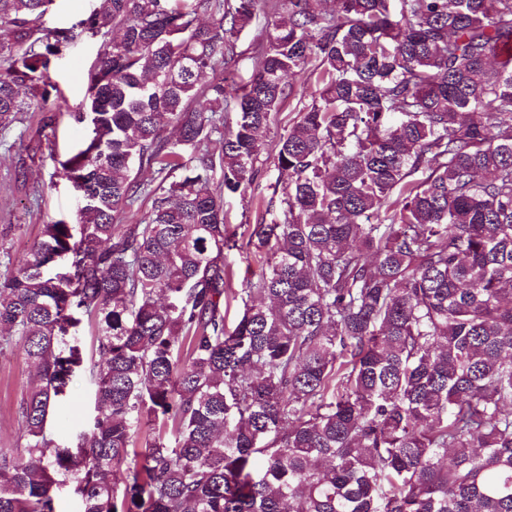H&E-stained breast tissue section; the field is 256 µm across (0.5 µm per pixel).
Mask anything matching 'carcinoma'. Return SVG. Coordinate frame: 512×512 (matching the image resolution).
Segmentation results:
<instances>
[{"label": "carcinoma", "mask_w": 512, "mask_h": 512, "mask_svg": "<svg viewBox=\"0 0 512 512\" xmlns=\"http://www.w3.org/2000/svg\"><path fill=\"white\" fill-rule=\"evenodd\" d=\"M258 2L105 0L43 33L52 0H0L1 129L53 126L52 57L101 40L87 141L54 159L75 223L0 279V353L22 346L31 377L0 512H57L60 473L83 512H512V0H277L249 81H205ZM304 71L279 212L248 228L268 272L233 292L224 195ZM145 165L148 221L118 224ZM83 316L88 361L61 347ZM77 370L98 413L62 448L49 417Z\"/></svg>", "instance_id": "carcinoma-1"}]
</instances>
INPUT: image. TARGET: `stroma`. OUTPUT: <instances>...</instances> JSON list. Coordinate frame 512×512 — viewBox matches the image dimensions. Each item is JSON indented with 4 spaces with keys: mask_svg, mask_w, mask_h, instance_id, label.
Instances as JSON below:
<instances>
[{
    "mask_svg": "<svg viewBox=\"0 0 512 512\" xmlns=\"http://www.w3.org/2000/svg\"><path fill=\"white\" fill-rule=\"evenodd\" d=\"M271 16L262 6L251 25L239 36L236 56L229 68L235 81L247 79L254 65V47L266 35ZM98 41L82 39L60 52L50 77L53 87L50 102L68 106L51 128H41L36 112L20 113L16 122L0 131V276L18 267L29 248L40 239L43 225L59 219H71L77 210L81 191L70 183L57 181L54 157L64 156L80 147L87 138L85 125L69 116L70 108L86 96L88 70L96 58ZM294 95L272 115L264 134V146L256 163L258 175L243 193L226 197L224 210L230 233L243 235L249 225L258 223L269 199H281L276 188L278 171L274 165L276 145L297 116L299 103L310 102L312 86L307 73L290 77ZM232 290L255 280L264 257L234 248L224 253ZM29 387V373L21 348L0 354V448L22 447L17 405ZM94 414V387L89 376L76 372L67 386V394L56 407L52 432L60 446L75 443Z\"/></svg>",
    "mask_w": 512,
    "mask_h": 512,
    "instance_id": "stroma-1",
    "label": "stroma"
}]
</instances>
